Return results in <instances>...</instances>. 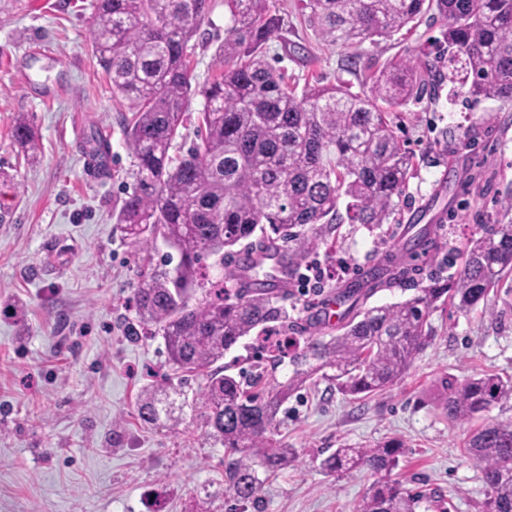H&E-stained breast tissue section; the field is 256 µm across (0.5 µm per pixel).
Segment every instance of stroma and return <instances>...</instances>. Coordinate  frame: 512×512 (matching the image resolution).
<instances>
[{
    "mask_svg": "<svg viewBox=\"0 0 512 512\" xmlns=\"http://www.w3.org/2000/svg\"><path fill=\"white\" fill-rule=\"evenodd\" d=\"M94 2L0 0V512H354L373 475L329 473L321 462L341 445L390 439L404 445L391 476L422 494L417 512H481L486 486L463 442L484 424L512 421V402L453 421L440 392L445 381L486 371L512 377V292L503 288L466 315L436 309L428 346L389 388L357 399L321 379L295 393L273 433L296 449L295 462L264 474L254 501L227 493L224 448L186 406L204 375L181 381L161 334L128 336L140 276L164 266L168 247L137 250L112 216L134 182L120 124L131 111L93 53ZM273 6L283 28L266 56L299 89L332 84L360 95L384 63L439 53L442 22L431 12L411 30L345 47L319 40L295 0ZM225 25L224 4L214 0L188 47L192 85L218 74ZM290 43L303 53L287 54ZM20 116L39 139L37 158L12 136ZM392 120L415 157L399 221L374 232L342 225L312 253L329 276L319 292L290 290L289 333L303 330L353 272L388 265L419 229H430L437 251L409 278L374 290L368 305L405 300L418 282L453 274L455 248L479 234L498 191L512 183V100L471 109L446 87ZM95 130L109 132L112 163L90 178L83 168ZM150 384L177 393L178 408L161 425L137 416Z\"/></svg>",
    "mask_w": 512,
    "mask_h": 512,
    "instance_id": "1",
    "label": "stroma"
}]
</instances>
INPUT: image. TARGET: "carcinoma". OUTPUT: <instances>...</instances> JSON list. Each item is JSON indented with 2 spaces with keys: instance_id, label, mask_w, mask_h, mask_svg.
I'll use <instances>...</instances> for the list:
<instances>
[{
  "instance_id": "1",
  "label": "carcinoma",
  "mask_w": 512,
  "mask_h": 512,
  "mask_svg": "<svg viewBox=\"0 0 512 512\" xmlns=\"http://www.w3.org/2000/svg\"><path fill=\"white\" fill-rule=\"evenodd\" d=\"M211 0H96L92 45L112 82L129 102L124 134L136 159L131 190L114 207L116 224L143 251L162 238L180 257L174 272L143 275L134 302L139 324L161 331L168 362L183 374L207 373L198 404L204 427L224 445L229 494L242 502L261 489L259 469L288 468L296 449L271 438L289 395L320 371L343 393L369 396L399 380L431 337L429 317L442 305L461 314L475 310L512 276V188L478 237L458 251L459 269L447 279L418 284L401 302L366 307L374 288L406 277H385L372 267L370 287L352 283L338 292L346 306L342 333L328 339L288 337L293 366L285 383L266 389L282 349L259 347L248 372L225 373L219 361L240 339L288 329L286 294L272 280L208 288V270L233 266L255 271L271 253L298 267L342 224L370 231L395 220L414 162L388 117L431 94L436 82L453 85L476 106L512 99V0H299L312 31L330 45L388 38L434 9L443 20L439 80L408 60L381 66L369 91L354 95L334 85L288 87L264 52L282 19L270 0H224L222 69L213 82L192 88L188 43L208 20ZM204 98L199 141L179 158L170 149L183 125L191 94ZM13 137L35 155L39 143L29 123L16 121ZM346 199L340 211V199ZM448 418L465 421L512 401V378L485 373L443 386ZM170 403L146 388L139 417L157 424ZM482 470V512H512V421L485 424L464 442ZM402 444L338 448L325 457L327 472L365 468L376 480L356 512H416L422 496L391 479Z\"/></svg>"
}]
</instances>
